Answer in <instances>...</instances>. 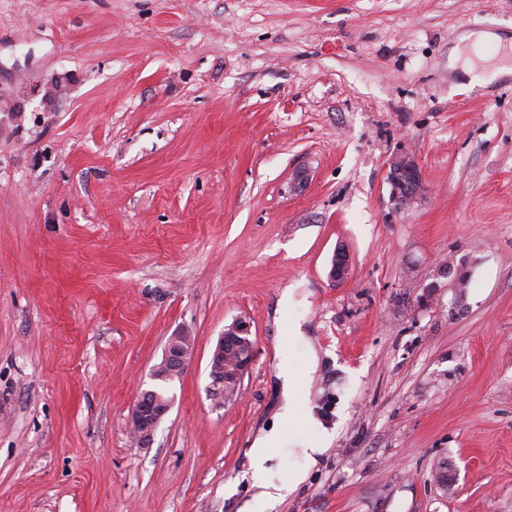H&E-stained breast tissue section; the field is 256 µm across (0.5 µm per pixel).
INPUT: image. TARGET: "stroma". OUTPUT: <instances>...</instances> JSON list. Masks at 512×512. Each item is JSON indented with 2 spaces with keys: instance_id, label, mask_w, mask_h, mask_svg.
I'll return each instance as SVG.
<instances>
[{
  "instance_id": "obj_1",
  "label": "stroma",
  "mask_w": 512,
  "mask_h": 512,
  "mask_svg": "<svg viewBox=\"0 0 512 512\" xmlns=\"http://www.w3.org/2000/svg\"><path fill=\"white\" fill-rule=\"evenodd\" d=\"M465 31L511 37L512 0H0V512H247L297 318L336 434L275 512H512V76L461 86ZM240 317L253 362L218 402ZM387 183L390 197L397 208H408L425 199V187L420 160L414 154L397 149L387 163ZM243 336H250V324L246 319H237L224 327V332L219 337L211 354L209 393L214 399L231 398L230 394L224 392V387L228 383L227 378L233 377L237 384L242 382L252 364L254 343H249L247 348L242 351L240 348L246 343L242 341ZM230 358L232 359L231 365L229 364ZM194 338L188 329H181L168 337L162 360L152 370L153 378L171 383L179 380L191 362ZM171 407V400H163L149 389L138 396L132 410L131 425L140 446L147 448L151 445L158 424Z\"/></svg>"
}]
</instances>
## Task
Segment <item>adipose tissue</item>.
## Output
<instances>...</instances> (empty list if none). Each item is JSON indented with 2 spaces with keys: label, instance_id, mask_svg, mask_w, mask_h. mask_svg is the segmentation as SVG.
<instances>
[{
  "label": "adipose tissue",
  "instance_id": "ef3b65f1",
  "mask_svg": "<svg viewBox=\"0 0 512 512\" xmlns=\"http://www.w3.org/2000/svg\"><path fill=\"white\" fill-rule=\"evenodd\" d=\"M502 44V37L493 32L463 33L459 47L453 48L448 55V66L460 68L468 77L470 86L486 85L499 76L512 73V66H479L472 59H463L462 52L467 49L479 55L487 49H498ZM276 356L282 405L278 425L258 437L249 451L253 485L259 490L252 512H269L275 503L294 492L333 438L332 430L323 424L310 403V375L317 368V357L300 323L289 326L287 336L277 346ZM311 433L318 434L320 446L306 444L305 438ZM283 454L299 458L293 472L286 478L272 465L273 459Z\"/></svg>",
  "mask_w": 512,
  "mask_h": 512
}]
</instances>
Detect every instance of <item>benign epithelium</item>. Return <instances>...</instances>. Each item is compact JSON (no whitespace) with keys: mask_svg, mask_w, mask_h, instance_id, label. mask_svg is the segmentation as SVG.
<instances>
[{"mask_svg":"<svg viewBox=\"0 0 512 512\" xmlns=\"http://www.w3.org/2000/svg\"><path fill=\"white\" fill-rule=\"evenodd\" d=\"M387 169L386 180L390 186V197L397 208H408L424 201L422 166L417 156L398 149L390 156ZM349 265V255L342 249L338 250L332 258L329 278L334 282L344 281L349 273ZM248 335L250 324L245 319H237L224 327L209 362L211 397L230 398V394L224 392L229 377L238 383L242 382L254 356V343L251 342L246 349H241L244 345L242 337ZM193 349L194 338L190 331H176L168 337L162 360L153 368L152 376L170 382L181 378L191 362ZM171 407V401L159 398L149 389L138 396L132 410L131 425L140 446L147 448L151 445L158 424Z\"/></svg>","mask_w":512,"mask_h":512,"instance_id":"7a95c632","label":"benign epithelium"}]
</instances>
